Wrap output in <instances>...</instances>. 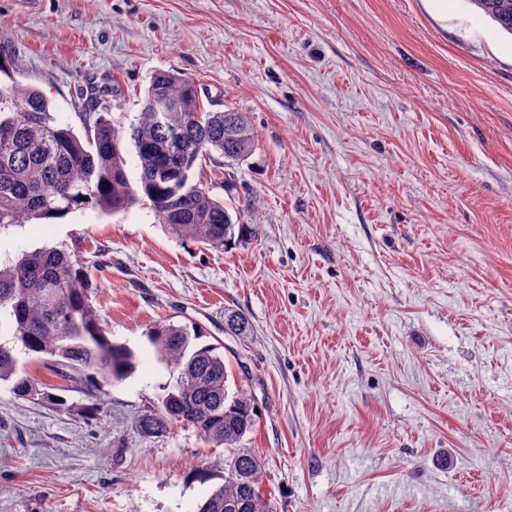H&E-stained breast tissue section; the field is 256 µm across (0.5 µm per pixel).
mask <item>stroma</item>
Segmentation results:
<instances>
[{
  "instance_id": "stroma-1",
  "label": "stroma",
  "mask_w": 512,
  "mask_h": 512,
  "mask_svg": "<svg viewBox=\"0 0 512 512\" xmlns=\"http://www.w3.org/2000/svg\"><path fill=\"white\" fill-rule=\"evenodd\" d=\"M447 2L0 0V61L73 128L86 89L130 130L159 71L245 113L253 155L203 169L258 220L218 250L141 202L0 230L1 264L77 256L140 360L99 412L48 359L25 364L65 406L0 383V512H194L221 484L223 446L136 427L178 376L161 322L250 394L275 512H512V36Z\"/></svg>"
}]
</instances>
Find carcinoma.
<instances>
[{
  "label": "carcinoma",
  "mask_w": 512,
  "mask_h": 512,
  "mask_svg": "<svg viewBox=\"0 0 512 512\" xmlns=\"http://www.w3.org/2000/svg\"><path fill=\"white\" fill-rule=\"evenodd\" d=\"M504 32L512 35V0H470ZM84 136L57 122L50 102L37 88L15 78L0 81V229L29 218H51L76 209L118 212L138 197L149 202L158 220L178 236L222 248L241 223L250 199L233 195L232 176L224 177L229 200L210 194L197 160L216 151L230 161H246L255 146L247 116L233 110L207 111L196 83L159 71L146 90L143 110L129 139L140 161L138 188L126 176L123 139L109 112L80 113ZM88 270L73 255L54 247L26 252L0 267V326L9 328L13 345L0 343V382H13L19 397L52 401L39 389L14 354L48 356L81 381L92 371L119 381L137 367L134 353L107 336L91 300ZM227 331L244 334L248 320L225 316ZM157 358L179 370L175 391L153 415L140 417L146 436L175 421L204 440L234 449L224 483L196 512H274L259 489L260 457L239 447L256 424L255 406L240 391H227L224 356L212 345L190 346L186 328L159 323L149 334Z\"/></svg>",
  "instance_id": "obj_1"
}]
</instances>
